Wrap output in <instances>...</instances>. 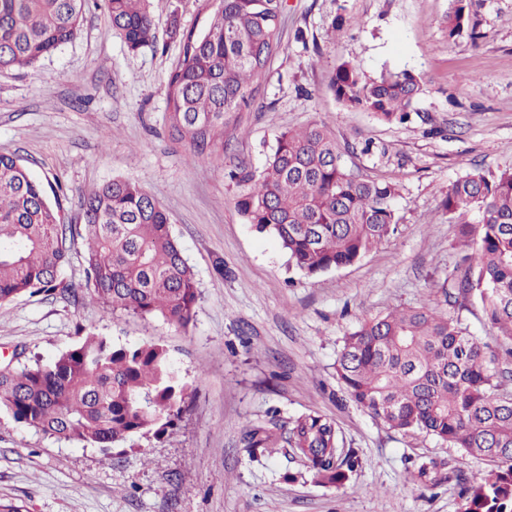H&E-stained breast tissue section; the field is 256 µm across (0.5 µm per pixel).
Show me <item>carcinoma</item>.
<instances>
[{"mask_svg": "<svg viewBox=\"0 0 512 512\" xmlns=\"http://www.w3.org/2000/svg\"><path fill=\"white\" fill-rule=\"evenodd\" d=\"M87 0H0V75L32 67L80 30ZM110 26L136 51L153 42L149 0H103ZM452 0L448 39L476 36L473 5ZM283 0H219L202 32L172 22L180 41L166 82V126L188 160L224 158V121L250 104L251 84L280 48L271 18ZM336 98L381 122L403 123L424 94L421 78L385 71L364 78L350 62L331 77ZM332 131L322 124L286 129L261 170L229 172L234 207L260 232L273 234L289 267L306 276L351 265L397 232V184L348 169ZM84 223H62L59 200L19 159L0 154V305L22 295L58 292L78 298L62 272L71 240L86 241L84 294L108 314L163 318L188 328L198 281L168 216L141 185L114 178L81 204ZM442 210L458 225L456 274L440 285L445 304L478 307L497 336L492 346L459 318L428 306L365 319L343 339L336 377L349 399L399 433H425L464 458L493 465L464 487V512H512V388L500 352L512 356V171L466 172L448 185ZM192 391L157 343L114 345L92 330L47 363L0 370V412L58 440L107 453L173 427ZM247 448H273L276 435L253 427ZM294 455L317 481L340 486L356 457L339 447L335 423L319 414L290 429ZM443 464L421 462L413 473L434 487Z\"/></svg>", "mask_w": 512, "mask_h": 512, "instance_id": "carcinoma-1", "label": "carcinoma"}]
</instances>
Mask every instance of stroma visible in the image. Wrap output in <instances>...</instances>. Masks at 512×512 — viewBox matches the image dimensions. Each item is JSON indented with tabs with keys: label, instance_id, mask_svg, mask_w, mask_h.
Segmentation results:
<instances>
[{
	"label": "stroma",
	"instance_id": "stroma-1",
	"mask_svg": "<svg viewBox=\"0 0 512 512\" xmlns=\"http://www.w3.org/2000/svg\"><path fill=\"white\" fill-rule=\"evenodd\" d=\"M449 4L285 0L281 46L254 79L250 106L225 125L219 164L189 162L165 129V85L180 57L171 23L202 30L205 0H151L156 42L134 52L89 0L72 41L0 76V153L61 184L69 224L101 184L141 185L165 209L200 292L185 331L57 294L0 306V366L50 361L78 342V328H92L116 345L163 344L196 393L172 433L108 455L0 413V501L22 512H462L464 485L491 464L388 429L346 396L335 371L344 336L364 319L444 310L434 286L454 272L459 249L441 199L470 169H512V0H483L476 42L449 38ZM345 61L367 78L385 69L420 77L425 93L409 121L386 124L338 101L330 76ZM313 122L353 146L348 168L400 185V226L356 263L308 277L237 212L227 172L261 169L281 131ZM309 413L333 420L358 460L340 487L317 483L290 444L254 457L245 448L249 428ZM421 459L443 463L449 480H410Z\"/></svg>",
	"mask_w": 512,
	"mask_h": 512
}]
</instances>
